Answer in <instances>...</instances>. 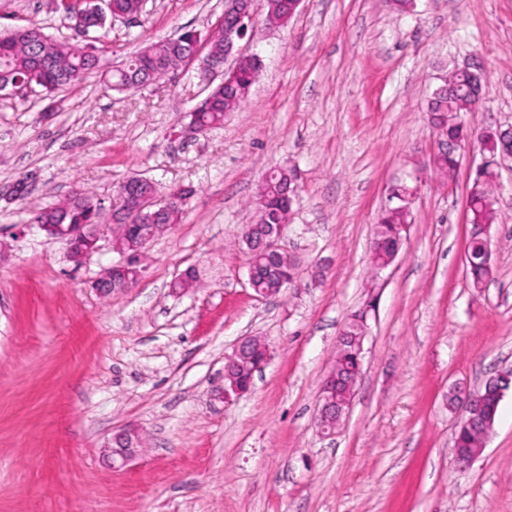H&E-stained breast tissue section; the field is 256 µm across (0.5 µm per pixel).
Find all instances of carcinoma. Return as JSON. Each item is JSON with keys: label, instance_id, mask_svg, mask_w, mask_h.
Listing matches in <instances>:
<instances>
[{"label": "carcinoma", "instance_id": "obj_1", "mask_svg": "<svg viewBox=\"0 0 512 512\" xmlns=\"http://www.w3.org/2000/svg\"><path fill=\"white\" fill-rule=\"evenodd\" d=\"M276 8L265 6V20L272 27H284L289 9L279 3ZM146 0H83L81 10L90 28H104L109 17L141 16ZM201 37L194 31H187L178 42L158 40L144 44L142 49L130 57L123 66L112 70L110 86L113 90L125 93L130 89H144L160 80L171 78L184 62L199 50ZM207 45L205 57L218 63L224 60V27L204 40ZM97 58L86 46L77 41L53 39L36 25L17 28L0 33V91L11 90L20 83L37 86L47 94H52L69 85L83 81L97 68ZM261 59L254 55L244 59L235 78L227 84L211 87L208 102L193 110L195 121L209 128H217L224 123L229 112L238 110L246 96L241 90H250L257 80ZM474 101L466 72L456 70L448 83L434 93L428 104L431 123L440 135L456 143L478 136L486 153L497 154L504 140L495 130L471 131L458 121V113L473 108ZM433 163L437 171L448 177L453 176L458 165L452 153H440ZM295 187L294 171L284 168L271 170L264 179L257 199L258 218L265 224H279L286 220L288 206L284 192L286 187ZM399 204L382 213L374 229L372 265L381 266L392 261L396 244L404 243L411 223L410 206L407 201L409 189L396 191ZM470 201L471 235L469 239L470 264L467 277L475 289L483 287L494 273V266L484 264V235L481 224H493L497 213L493 202L491 173L475 175L468 185ZM40 221L46 224H111L118 223L119 234L125 236L126 244L141 245L140 238L127 232L120 219L113 218V212H106L98 205L88 190L73 194L63 206L45 207L37 211ZM299 274V264L285 261L281 270L257 279L254 292H271L280 287V277ZM365 333L364 313H355L343 330L344 342L338 347L336 368L355 374L356 362L353 355L352 339ZM481 415L497 417L501 398L497 389L482 391ZM484 434L470 432L458 427L455 444L469 451L483 447Z\"/></svg>", "mask_w": 512, "mask_h": 512}]
</instances>
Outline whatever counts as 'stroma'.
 Segmentation results:
<instances>
[{"label": "stroma", "mask_w": 512, "mask_h": 512, "mask_svg": "<svg viewBox=\"0 0 512 512\" xmlns=\"http://www.w3.org/2000/svg\"><path fill=\"white\" fill-rule=\"evenodd\" d=\"M224 0H147L138 21L90 33L99 76L27 97L0 92V512H512V389L482 454L459 466L452 389L512 370V171L494 191V274L471 288L465 203L477 146L453 177L427 104L448 72L481 58V106L467 127L512 124V0H301L287 27L257 19L246 52L262 69L222 126L188 133L206 97L197 65L129 95L103 75L146 42L208 36ZM76 32L54 0H0V32ZM298 196L283 244L301 288L258 297L239 242L272 167ZM140 174L159 192L193 188L180 224L147 249L140 285L91 287L118 261L110 238L82 265L31 226L74 184L111 210ZM31 191L10 192L20 179ZM412 191L395 262L368 272L391 192ZM199 270L201 287L172 293ZM363 374L336 433L316 425L320 382L350 315L366 301ZM248 336L271 357L251 389L224 395V358ZM121 428L146 447L113 470L102 447Z\"/></svg>", "instance_id": "35a3bbf8"}]
</instances>
